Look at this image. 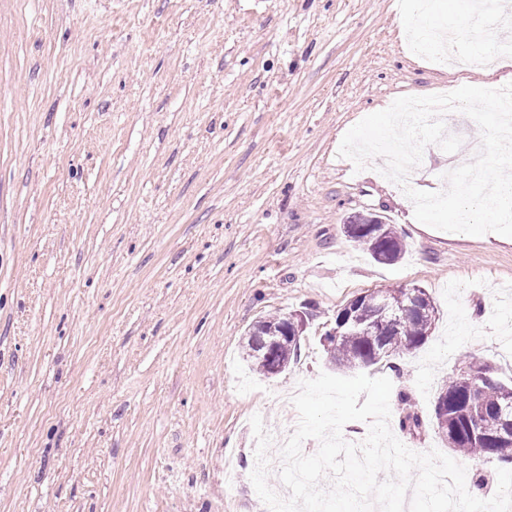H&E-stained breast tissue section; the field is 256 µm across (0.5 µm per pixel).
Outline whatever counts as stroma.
Returning a JSON list of instances; mask_svg holds the SVG:
<instances>
[{
	"mask_svg": "<svg viewBox=\"0 0 512 512\" xmlns=\"http://www.w3.org/2000/svg\"><path fill=\"white\" fill-rule=\"evenodd\" d=\"M472 0H0V512H267L253 415L332 373L320 342L357 295L417 285L435 327L397 369L390 428L447 452L429 418L469 358L512 381V237L420 223L345 133L402 96L512 82V33L473 41ZM423 155L416 189L474 159L477 124ZM357 212L404 238L374 262ZM311 305L300 355L238 384L254 322ZM426 425L401 431L400 394ZM372 217L377 219L381 226V235L369 228L373 223ZM344 224L349 225V231L344 235L351 241L362 246L372 259L380 264L397 262L405 252V243L397 234L392 224H386L382 217L373 213H357L347 217ZM342 224V225H344ZM383 256L386 260L381 261ZM382 257V259H384Z\"/></svg>",
	"mask_w": 512,
	"mask_h": 512,
	"instance_id": "obj_1",
	"label": "stroma"
}]
</instances>
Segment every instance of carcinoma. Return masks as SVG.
Returning <instances> with one entry per match:
<instances>
[{
    "label": "carcinoma",
    "mask_w": 512,
    "mask_h": 512,
    "mask_svg": "<svg viewBox=\"0 0 512 512\" xmlns=\"http://www.w3.org/2000/svg\"><path fill=\"white\" fill-rule=\"evenodd\" d=\"M349 231L345 236L362 246L375 262L385 257L386 264L398 261L405 252V243L394 226L383 221L381 216L372 213H357L347 217ZM421 308L408 305L404 289L393 290L392 301L401 316L399 328L383 336H374L362 327L347 330L329 339L326 350L334 369L343 373H353L384 364L390 359L403 357L423 345L435 325L438 309L426 290ZM300 341L288 343L278 349L274 360L270 361L252 353L249 341L242 346L243 359L261 376H267L271 366L285 372L292 360L298 357ZM506 384L490 378L481 382L470 397L465 387L452 376L443 385L437 400L441 405L434 406L433 422L456 455L468 456L479 463L495 458L501 462H512V443L499 440L504 424L500 413V394ZM406 406V415L401 421L402 429L412 432L421 429L423 422L417 412L411 410L408 397H401ZM479 408L480 428L471 429L472 410Z\"/></svg>",
    "instance_id": "carcinoma-1"
}]
</instances>
